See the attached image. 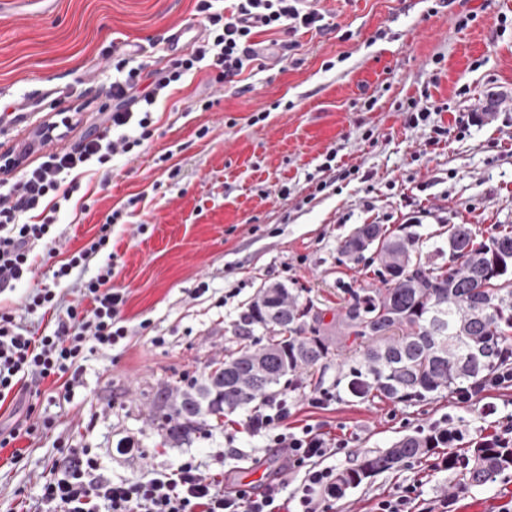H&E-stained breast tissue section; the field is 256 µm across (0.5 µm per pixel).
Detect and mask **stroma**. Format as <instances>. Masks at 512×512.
<instances>
[{
  "label": "stroma",
  "mask_w": 512,
  "mask_h": 512,
  "mask_svg": "<svg viewBox=\"0 0 512 512\" xmlns=\"http://www.w3.org/2000/svg\"><path fill=\"white\" fill-rule=\"evenodd\" d=\"M0 12V105L59 86L58 107L92 103L55 150L70 147L112 102V47L128 44L152 71L189 53L171 29L202 28L197 0H13ZM324 27L259 33L265 49L221 86L206 66L186 74L152 114L153 136L131 154L91 164L81 188L56 215L61 256L85 247L112 210L113 287L123 289L127 346L82 361L80 386L48 377L39 411L53 429L0 449V512H30L57 439L99 454L111 478L140 477L194 455L240 482L255 470L284 471L263 437L245 426L253 407L195 434L179 448L161 443L157 416L167 389L201 377L262 330L245 333L241 315L261 286L281 284L332 318L347 289L377 288L376 249L361 260L339 246L361 224L414 234L423 256L447 263L448 227L468 224L487 240L512 228V18L507 0H314ZM439 104L428 124L409 123L411 102ZM448 127L439 144L431 128ZM52 259L32 278L0 292L31 330L34 288L52 286ZM150 322L142 333L141 322ZM343 358L329 353L296 386L280 382L289 430L310 425L347 440L325 459L342 472L365 455L447 421L465 441L441 445L396 470L323 495V512H377L379 502L413 487L411 512H512V469L460 489L471 442L512 430V386H489L465 405L441 391L399 402L360 399L347 389ZM329 401L318 402L320 391ZM494 414H486L485 406ZM234 434L227 443L226 434ZM135 451L118 454L125 439ZM235 455H228V448Z\"/></svg>",
  "instance_id": "1"
}]
</instances>
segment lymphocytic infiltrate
<instances>
[{
	"label": "lymphocytic infiltrate",
	"mask_w": 512,
	"mask_h": 512,
	"mask_svg": "<svg viewBox=\"0 0 512 512\" xmlns=\"http://www.w3.org/2000/svg\"><path fill=\"white\" fill-rule=\"evenodd\" d=\"M304 2L237 0L223 16L211 13L209 0H199L205 35L190 54L146 75L127 68L125 54L113 58L112 67L119 73L112 81L113 105L102 113L94 137L82 138L68 150L49 149L79 125L85 110L79 104L53 113L33 133L28 151L36 156L34 164L24 167L12 152L0 154V288L13 287L32 275L36 249L56 252L60 241L54 229L56 214L79 188L71 177L73 171L92 162L107 164L114 155L131 153L149 140L159 97L196 63L208 61L212 82H229L260 57L254 40L258 29L282 26L291 32L323 21V14ZM121 216V210H113L86 247L53 269V280L69 279L91 257L111 254L112 226ZM111 278V267H104L97 277L82 283L79 300L67 305L55 289H34L26 299L28 311H65L53 332L42 336L18 323L11 311L0 309V401L14 391L38 395L39 384L52 375L66 374L71 382H78L84 351H109L127 337L121 315L126 294L110 287ZM267 407V412L249 417L246 427L266 438L269 449L286 452L290 464L303 470L292 497H283L278 483L262 490L225 488L193 456L142 478L114 480L104 475L100 457L60 440L55 444L57 458L40 481L35 512H289L293 501L300 512H320L323 494L336 492V471L315 468L314 463L335 456L344 441L309 426L298 433L281 431L288 418L287 399L270 401ZM35 410V405H27L0 427V449L52 429V420Z\"/></svg>",
	"instance_id": "obj_1"
}]
</instances>
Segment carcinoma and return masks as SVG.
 <instances>
[{
	"instance_id": "carcinoma-1",
	"label": "carcinoma",
	"mask_w": 512,
	"mask_h": 512,
	"mask_svg": "<svg viewBox=\"0 0 512 512\" xmlns=\"http://www.w3.org/2000/svg\"><path fill=\"white\" fill-rule=\"evenodd\" d=\"M379 250L382 288L351 291L336 313V334L363 338L362 361L350 369V393L409 401L443 390L476 385L512 366V229L477 241L469 224L448 226V267L416 259L418 239L387 234L380 224H361L340 246L351 256ZM242 320L268 333L260 348L243 345L201 378L172 393L158 415L164 444L187 443L195 433L224 423L233 413L271 396L287 375L317 366L329 354L323 315L282 286L262 287ZM426 438L408 436L385 452L343 472L339 484L356 487L429 451ZM512 468V448L489 443L474 449L467 486H480Z\"/></svg>"
}]
</instances>
